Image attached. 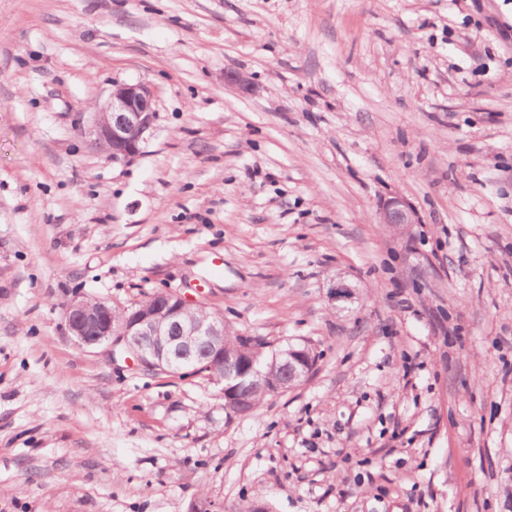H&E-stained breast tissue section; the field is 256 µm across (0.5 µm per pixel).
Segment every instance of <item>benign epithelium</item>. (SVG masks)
<instances>
[{
	"mask_svg": "<svg viewBox=\"0 0 512 512\" xmlns=\"http://www.w3.org/2000/svg\"><path fill=\"white\" fill-rule=\"evenodd\" d=\"M154 97L144 84H118L109 100L96 107L87 130L89 141L107 152L114 162L133 157L147 141L155 121ZM380 223L406 225L417 223L414 210L399 198L382 204ZM189 302L171 294L151 308L125 311L119 328H114V308L100 299L76 298L67 308L70 336L82 347L124 343L139 365L156 370L180 362L204 363L211 380L223 385L225 405L245 415L254 410L242 391V385L260 387L273 394L303 379L309 369L305 349L288 351L282 364L285 375L269 379L256 368V357L241 361L235 378L224 376V320L214 319L204 309L187 316Z\"/></svg>",
	"mask_w": 512,
	"mask_h": 512,
	"instance_id": "benign-epithelium-1",
	"label": "benign epithelium"
}]
</instances>
